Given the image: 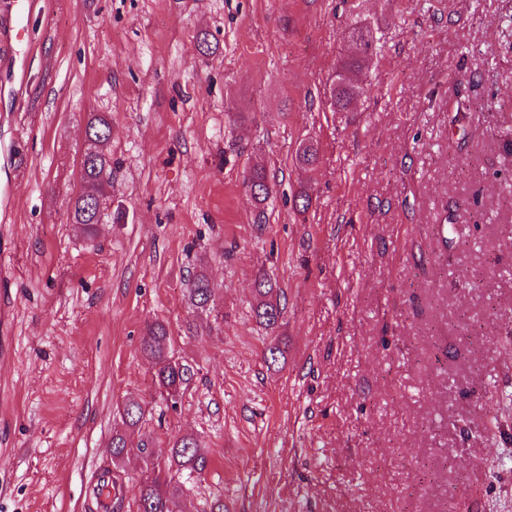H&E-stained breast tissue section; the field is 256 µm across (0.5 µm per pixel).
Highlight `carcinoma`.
Returning <instances> with one entry per match:
<instances>
[{"label":"carcinoma","mask_w":512,"mask_h":512,"mask_svg":"<svg viewBox=\"0 0 512 512\" xmlns=\"http://www.w3.org/2000/svg\"><path fill=\"white\" fill-rule=\"evenodd\" d=\"M348 38L355 46V54L343 65L348 72L369 59L373 40L370 31L353 27ZM334 106L346 109L360 95V89L343 75H338L334 83ZM111 119L105 115L93 114L87 122V148L84 164L80 170L81 190L74 199L71 215L72 223L79 224L88 235H93L95 226L101 220V208L110 186L112 174V150L107 137ZM268 175L263 168L254 167L247 177V186L252 190L255 203V223L263 226L268 223L267 191ZM255 297L252 305L255 320L269 328L278 326L283 315L279 297L281 288L276 280L262 274L255 279ZM215 288L208 276L200 272L195 275L190 288V302L201 309L209 307L213 301ZM141 352L151 367L157 385L171 397L180 394L188 381V369L172 360L170 336L167 327L161 322L147 325L141 339ZM145 417L144 407L136 402H128L121 414L122 428L112 433V460L122 467L136 464L147 453L145 448H131L128 445L127 431L141 425ZM207 464V451L200 440L193 435L177 436L171 442L165 461V468L172 473L169 478L159 473L141 475L138 482V512H173V505L191 485L202 477Z\"/></svg>","instance_id":"cac0c4a2"}]
</instances>
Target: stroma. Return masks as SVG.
Listing matches in <instances>:
<instances>
[{"label": "stroma", "instance_id": "1", "mask_svg": "<svg viewBox=\"0 0 512 512\" xmlns=\"http://www.w3.org/2000/svg\"><path fill=\"white\" fill-rule=\"evenodd\" d=\"M39 7L22 79L0 68V169L19 171L0 212V512H96L104 472L125 489L112 512H138L112 462L131 400L148 466L183 434L208 451L180 512H512V0ZM354 25L373 54L343 112ZM93 112L112 117V179L89 237L70 200ZM262 273L285 293L272 333L251 310ZM155 321L190 371L173 400L140 350ZM337 82L334 83V106L339 109H347L351 102L360 95L359 87L350 83L343 75L338 74ZM268 175L263 168L254 167L247 177V186L250 187L252 198L255 203L256 215L255 224L259 227L267 224L269 217L267 214V202L270 194L267 191ZM253 190L255 192H253ZM208 276L200 272L195 275L190 288V302L196 308L206 309L213 301L215 288Z\"/></svg>", "mask_w": 512, "mask_h": 512}]
</instances>
